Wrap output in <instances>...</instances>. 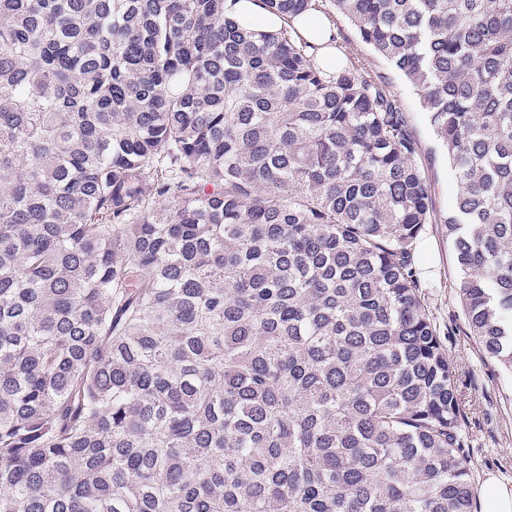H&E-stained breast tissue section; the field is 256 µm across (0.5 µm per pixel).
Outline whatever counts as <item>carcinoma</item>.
I'll return each mask as SVG.
<instances>
[{
	"label": "carcinoma",
	"mask_w": 512,
	"mask_h": 512,
	"mask_svg": "<svg viewBox=\"0 0 512 512\" xmlns=\"http://www.w3.org/2000/svg\"><path fill=\"white\" fill-rule=\"evenodd\" d=\"M235 2L0 0V512H474L398 101ZM331 4L447 149L512 371V0Z\"/></svg>",
	"instance_id": "cac0c4a2"
}]
</instances>
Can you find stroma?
I'll return each instance as SVG.
<instances>
[{
    "instance_id": "1",
    "label": "stroma",
    "mask_w": 512,
    "mask_h": 512,
    "mask_svg": "<svg viewBox=\"0 0 512 512\" xmlns=\"http://www.w3.org/2000/svg\"><path fill=\"white\" fill-rule=\"evenodd\" d=\"M324 14L334 24L339 42L348 43L358 54L365 76L388 83L418 145L417 162L431 188L437 218L436 223L426 225L413 254L421 300L457 369L458 387L466 404L461 431L467 442L473 487L481 489L491 475L512 488V374L485 357L464 323L455 256L448 232L440 222L453 209L459 193L447 154L406 80L359 41L352 26L333 6H326Z\"/></svg>"
}]
</instances>
